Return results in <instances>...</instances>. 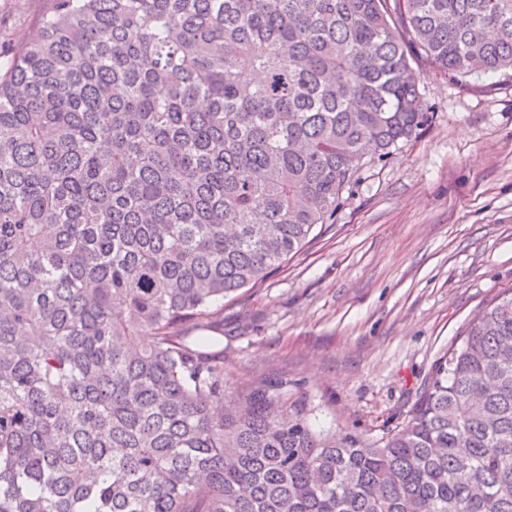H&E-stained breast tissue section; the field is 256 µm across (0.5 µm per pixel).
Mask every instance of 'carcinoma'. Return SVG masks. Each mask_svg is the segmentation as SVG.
Returning a JSON list of instances; mask_svg holds the SVG:
<instances>
[{
    "mask_svg": "<svg viewBox=\"0 0 512 512\" xmlns=\"http://www.w3.org/2000/svg\"><path fill=\"white\" fill-rule=\"evenodd\" d=\"M512 70V0H51L0 52V512H512V292L376 442L204 350L359 172L420 63Z\"/></svg>",
    "mask_w": 512,
    "mask_h": 512,
    "instance_id": "1",
    "label": "carcinoma"
}]
</instances>
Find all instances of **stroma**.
Listing matches in <instances>:
<instances>
[{"mask_svg":"<svg viewBox=\"0 0 512 512\" xmlns=\"http://www.w3.org/2000/svg\"><path fill=\"white\" fill-rule=\"evenodd\" d=\"M48 0H0V49ZM432 120L363 169L332 223L263 285L224 300V392L284 381L315 430L379 440L469 320L512 289V70L419 85Z\"/></svg>","mask_w":512,"mask_h":512,"instance_id":"35a3bbf8","label":"stroma"}]
</instances>
